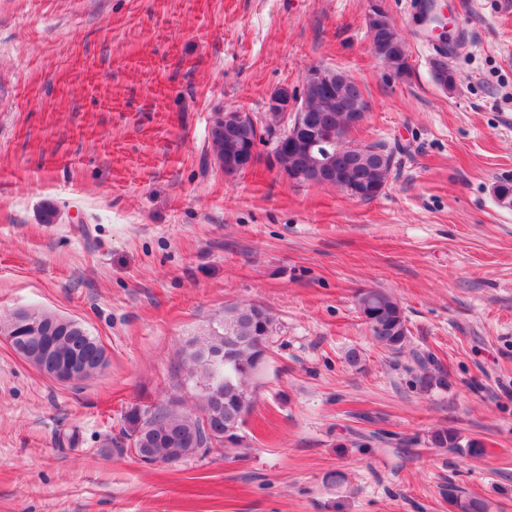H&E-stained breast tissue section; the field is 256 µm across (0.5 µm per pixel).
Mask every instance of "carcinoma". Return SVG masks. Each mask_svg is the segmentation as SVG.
Listing matches in <instances>:
<instances>
[{
    "label": "carcinoma",
    "mask_w": 512,
    "mask_h": 512,
    "mask_svg": "<svg viewBox=\"0 0 512 512\" xmlns=\"http://www.w3.org/2000/svg\"><path fill=\"white\" fill-rule=\"evenodd\" d=\"M376 57L402 76L410 73L411 65L405 42L392 20H384L377 27L368 28ZM433 80L451 89L456 84L455 74L448 68L447 51L438 52L431 62ZM363 95L360 84L352 77H339L330 88L303 84L302 104L304 121L334 137L332 150L341 161L351 165L350 171L338 188L353 196L356 185H372L377 194L387 187L394 167V152L384 151L386 163L377 167L353 165L350 150L353 144L351 129L347 127V112ZM227 113L211 116L209 144L215 164L224 167V153L231 148L238 154L249 155L253 149L268 144L281 126V115L269 110L266 125L258 127L251 121L227 124ZM310 156L304 151L286 153L279 158L281 169L298 170L309 167ZM358 313L365 321L372 341L392 354L401 353L409 341V329L400 301L390 292L370 288L358 293ZM276 331L273 313L257 303L233 305L224 308L222 319L215 326L185 342L181 349V370L184 379L197 388L195 409L168 405H134L123 415L119 436L112 438L116 448H126L136 455H147L153 460L173 464L197 456L224 451V439L242 445L245 427L256 403V380L266 366L269 344ZM0 334L13 337V351L33 364L42 374H52L49 365L37 353V337H54L62 353H79L86 359V380L101 373L107 364H99V340L90 335L77 321L53 313H35L19 310L6 321L0 320ZM237 342L232 350V361L224 362L227 336ZM444 382V377L432 361L422 363V371L415 376L421 390H429ZM433 448L479 455L482 448L470 440L463 442L454 429L434 430L429 438ZM448 503L456 512H485L484 503L462 495L458 489H448Z\"/></svg>",
    "instance_id": "cac0c4a2"
}]
</instances>
